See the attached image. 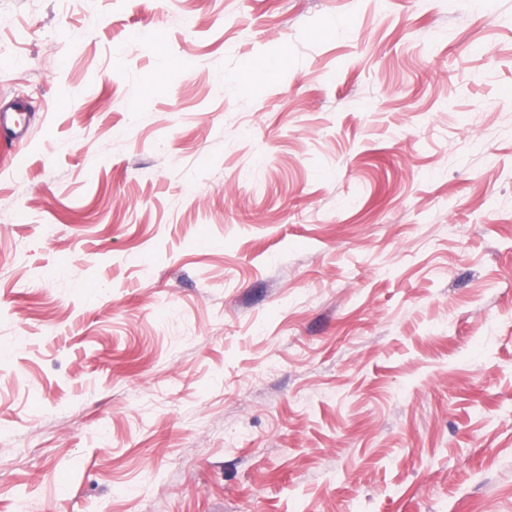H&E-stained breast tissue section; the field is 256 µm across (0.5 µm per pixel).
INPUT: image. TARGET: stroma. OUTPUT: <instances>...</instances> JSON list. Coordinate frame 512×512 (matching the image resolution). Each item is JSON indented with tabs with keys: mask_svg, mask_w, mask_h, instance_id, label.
I'll return each mask as SVG.
<instances>
[{
	"mask_svg": "<svg viewBox=\"0 0 512 512\" xmlns=\"http://www.w3.org/2000/svg\"><path fill=\"white\" fill-rule=\"evenodd\" d=\"M0 512H512V0H0ZM18 111L19 105L16 102H10L3 108L0 103L1 144H12L28 137L30 120L26 112Z\"/></svg>",
	"mask_w": 512,
	"mask_h": 512,
	"instance_id": "stroma-1",
	"label": "stroma"
}]
</instances>
